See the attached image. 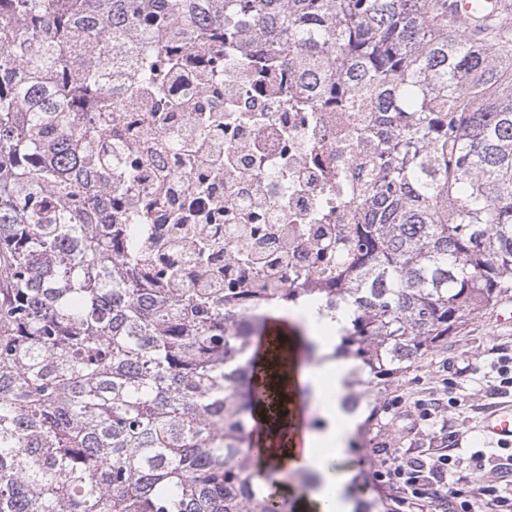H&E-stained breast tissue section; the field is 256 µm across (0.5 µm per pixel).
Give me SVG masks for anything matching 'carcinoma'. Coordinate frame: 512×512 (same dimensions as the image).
I'll use <instances>...</instances> for the list:
<instances>
[{
  "instance_id": "1",
  "label": "carcinoma",
  "mask_w": 512,
  "mask_h": 512,
  "mask_svg": "<svg viewBox=\"0 0 512 512\" xmlns=\"http://www.w3.org/2000/svg\"><path fill=\"white\" fill-rule=\"evenodd\" d=\"M252 26L261 77L293 65L314 105L362 117L359 223L321 230L314 271L241 226L233 258L252 280L157 266L144 286L137 228L86 204L91 178L120 192L100 141L113 46L155 34L137 82L157 112L179 67L169 39L203 30L216 55ZM474 29L486 39L448 23V0H0V512H295L274 489L308 477L260 472L244 447L256 405L282 435L287 413L281 376L256 375L267 317L244 299L347 311L335 353L359 429L395 378L512 293V23ZM185 138L225 164L193 134L164 146ZM172 235L225 249L216 227ZM362 483L353 512H396Z\"/></svg>"
}]
</instances>
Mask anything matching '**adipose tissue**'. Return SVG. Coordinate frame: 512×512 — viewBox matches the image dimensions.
<instances>
[{"label": "adipose tissue", "mask_w": 512, "mask_h": 512, "mask_svg": "<svg viewBox=\"0 0 512 512\" xmlns=\"http://www.w3.org/2000/svg\"><path fill=\"white\" fill-rule=\"evenodd\" d=\"M296 313L311 326L316 354L322 359L320 366L306 372L304 381L314 402L327 417L328 426L324 431L307 434L303 446L284 445L279 466L283 469H317L321 482L314 496L320 504V512H353L352 501L343 495L346 474L338 469L353 429L351 419L339 409L342 379L348 365L332 356L341 322L318 316L315 307L307 304L300 305Z\"/></svg>", "instance_id": "adipose-tissue-1"}]
</instances>
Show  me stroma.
Instances as JSON below:
<instances>
[{"label": "stroma", "instance_id": "35a3bbf8", "mask_svg": "<svg viewBox=\"0 0 512 512\" xmlns=\"http://www.w3.org/2000/svg\"><path fill=\"white\" fill-rule=\"evenodd\" d=\"M504 343L512 346V325L498 326L486 314L467 322L447 346L426 355L383 392L381 404L389 409V426L367 427L361 448L348 451L342 469L351 476L372 474L378 465L375 450L382 443L416 455L445 453L462 469L468 467L475 450L497 453V446L487 444L476 426L495 404L487 388L492 379L490 362L493 348ZM448 394L455 397L456 405L444 413L441 434L429 435L424 422L408 419L405 408L415 400Z\"/></svg>", "mask_w": 512, "mask_h": 512}]
</instances>
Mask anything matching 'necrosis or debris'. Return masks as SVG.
Here are the masks:
<instances>
[{"mask_svg": "<svg viewBox=\"0 0 512 512\" xmlns=\"http://www.w3.org/2000/svg\"><path fill=\"white\" fill-rule=\"evenodd\" d=\"M260 41V34L250 31L225 43L224 59L237 62L231 70L206 63L184 45L172 46L180 69L164 90L168 119L160 125L151 121L148 103L129 99L151 39L133 30L113 49L122 76L112 92L122 110L116 128L107 129L105 136L112 151L113 181L123 180L126 143L139 144L142 156L134 169L133 189L115 196L112 208L136 220L143 251L157 253L190 279L200 277L205 262L167 246L176 219L218 225L230 247L239 224L266 226L264 244L271 250L282 245L284 230H293L294 255L305 266L315 259L317 227L354 221L349 206L336 204L337 177H349L356 167L355 152L343 148L354 127L353 116L299 109L295 100L300 90L286 92L275 78L256 89L254 50ZM186 98L195 102V109L182 108ZM199 123L204 135L223 142L232 168L216 174L200 161L187 165L183 152L158 146V135L180 133Z\"/></svg>", "mask_w": 512, "mask_h": 512, "instance_id": "4bbe7bcc", "label": "necrosis or debris"}]
</instances>
